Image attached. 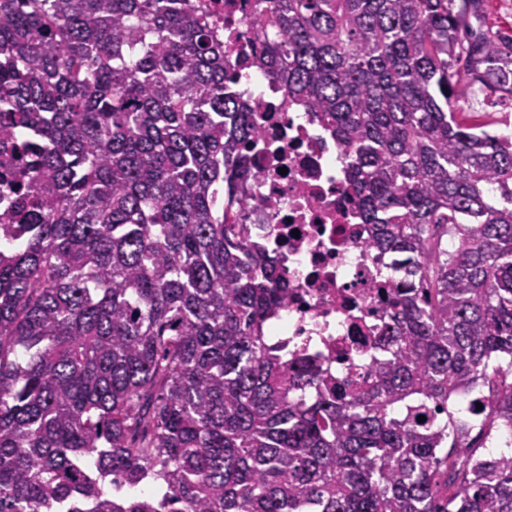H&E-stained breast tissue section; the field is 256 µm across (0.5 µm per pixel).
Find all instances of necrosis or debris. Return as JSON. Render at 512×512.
Wrapping results in <instances>:
<instances>
[{
  "mask_svg": "<svg viewBox=\"0 0 512 512\" xmlns=\"http://www.w3.org/2000/svg\"><path fill=\"white\" fill-rule=\"evenodd\" d=\"M190 2L207 9L231 58L245 59L250 72L238 92L262 136L251 149L259 174L244 186L249 222L253 238L280 256L288 280V303L272 319L270 337L337 382L361 379L379 355L369 337L382 314V287L397 276L393 260L363 247L370 231L348 192L343 151L253 61L263 35L244 0Z\"/></svg>",
  "mask_w": 512,
  "mask_h": 512,
  "instance_id": "necrosis-or-debris-1",
  "label": "necrosis or debris"
}]
</instances>
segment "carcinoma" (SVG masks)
<instances>
[{
	"label": "carcinoma",
	"instance_id": "cac0c4a2",
	"mask_svg": "<svg viewBox=\"0 0 512 512\" xmlns=\"http://www.w3.org/2000/svg\"><path fill=\"white\" fill-rule=\"evenodd\" d=\"M487 0H253L255 59L353 149L393 257L363 381L268 345L259 136L189 0H0V512H512V36ZM426 420L420 422L418 417ZM471 111L486 114L489 120L512 123V105L501 103L495 97L487 98L484 94H476L470 102Z\"/></svg>",
	"mask_w": 512,
	"mask_h": 512
}]
</instances>
